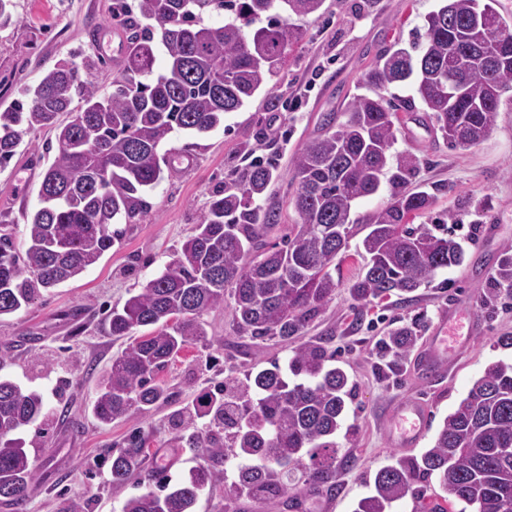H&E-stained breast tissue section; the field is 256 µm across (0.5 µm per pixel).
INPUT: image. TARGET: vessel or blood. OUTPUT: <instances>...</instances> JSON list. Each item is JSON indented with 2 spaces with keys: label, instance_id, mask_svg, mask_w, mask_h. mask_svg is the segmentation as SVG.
I'll use <instances>...</instances> for the list:
<instances>
[{
  "label": "vessel or blood",
  "instance_id": "obj_1",
  "mask_svg": "<svg viewBox=\"0 0 512 512\" xmlns=\"http://www.w3.org/2000/svg\"><path fill=\"white\" fill-rule=\"evenodd\" d=\"M462 308L453 305L438 323L433 325L428 340L420 351L414 371L428 381L443 378L448 373V359L453 352L450 343L458 330H465L467 337H474L478 326L475 322H462ZM430 418L429 409L421 400L402 401L395 408L390 427L391 442L402 448L415 446L425 433Z\"/></svg>",
  "mask_w": 512,
  "mask_h": 512
}]
</instances>
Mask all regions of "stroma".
<instances>
[{
	"label": "stroma",
	"mask_w": 512,
	"mask_h": 512,
	"mask_svg": "<svg viewBox=\"0 0 512 512\" xmlns=\"http://www.w3.org/2000/svg\"><path fill=\"white\" fill-rule=\"evenodd\" d=\"M16 22L0 28V109L38 84L56 63L85 68L95 61L94 80L108 92L124 74L127 33L112 19V0H13ZM439 0H324L321 16H289L301 39L288 50L280 75L224 124L208 133H172L159 152L171 158L161 181L148 192L147 214L122 225V235L81 276L41 294L29 307L0 319V375L43 395L48 417L19 434L37 476L22 506L0 503V512H63L79 502L83 512H120L124 501L146 490L185 480L200 462L187 442L191 427L178 413L191 412L215 387L244 380L254 364L286 365L294 348L325 339L354 381L341 430L336 435V488L310 494L302 512H354L370 492L375 472L393 455L413 457L431 446L444 419L464 398L486 366L512 362V348L497 346L512 335V308H487L482 291L502 253H512V91L502 97L494 126L480 144L453 146L436 135L424 113L404 112L393 152L415 159L410 188H438L426 224H462L458 236L470 240L467 262L445 270L447 286L432 282L405 296L372 300L354 310L344 286L361 261L362 242L386 193L358 201L346 256L336 271L343 283L301 335L288 340L237 338L229 310L205 314L207 340L188 346L157 375L167 397L149 410L110 424L91 414L99 378L125 346L110 336L105 318L122 307L164 270L193 232L213 192L241 172L245 155L272 157L280 178L261 199L276 211L279 224L267 243L281 242L298 216L291 163L298 148L321 134L323 117L343 111L350 97L370 94L366 73L380 51L409 45L425 33V18ZM313 89H306L307 81ZM58 132L45 128L25 137L16 156L0 169V225H8L17 250L26 247V216L39 208L43 174L58 149ZM475 307L481 331L457 349L447 378L420 382L412 356L395 364L381 359L380 343L393 330L415 327L418 342L450 304ZM421 399L430 410L428 430L415 448L396 449L388 441L391 415L404 398ZM146 440L138 469L123 485L113 484L114 450L131 433ZM210 482L196 512H224L225 494L236 480L235 467L208 464Z\"/></svg>",
	"instance_id": "obj_1"
}]
</instances>
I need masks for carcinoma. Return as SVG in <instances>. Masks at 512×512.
I'll use <instances>...</instances> for the list:
<instances>
[{"mask_svg": "<svg viewBox=\"0 0 512 512\" xmlns=\"http://www.w3.org/2000/svg\"><path fill=\"white\" fill-rule=\"evenodd\" d=\"M288 13L308 16L324 0H137L124 76L108 95L93 74L79 78L65 62L49 69L39 84L0 110V168L16 155L23 138L56 125L58 154L44 173L41 207L27 220V247L15 249L0 235V317L29 306L43 291L82 274L112 248L114 224L131 222L150 205L147 191L162 179L160 144L172 133L203 134L224 124L283 69L293 38L288 18L270 15L275 2ZM497 0H441L426 18L421 51L390 47L366 84L386 89L415 77L423 111L435 130L462 146L484 141L502 96L512 89V22L493 7ZM224 13L221 26L204 23ZM266 18V25L254 27ZM165 49L167 70L155 72V43ZM453 81L450 98L442 85ZM82 105L72 107L74 99ZM323 118V134L303 145L293 161L298 221L282 245L264 237L277 224L273 210L253 205L275 180L274 170L255 166L236 188L219 189L175 258L106 326L128 345L102 376L92 412L101 423L126 418L155 405L164 394L155 375L184 347L205 340L203 316L224 309L231 299L234 332L241 337L283 340L298 335L344 286L332 274L347 246L356 201L387 188L388 204L368 225L366 257L348 284L351 298L366 304L393 294H409L440 270L462 265L467 250L455 237L436 234L417 218L432 210L435 195L406 189L414 160L391 153L401 118L384 97L357 95ZM489 288L512 294V254L504 253L489 277ZM417 336L396 331L389 348L404 355ZM288 369L279 364L251 369L240 404L224 412V402L204 411L214 430L200 438L207 460L237 461L236 490L257 500L299 497L336 480V433L353 387L321 341L293 350ZM40 394L0 377V500L20 505L36 468L15 435L43 413ZM145 441L134 437L112 454V483L125 484L138 468ZM434 481L471 512H512V363L496 361L445 418L432 446L420 457L392 458L374 475L371 494L354 512H392L411 498L414 512H449L433 493L416 484ZM208 483L201 467L189 479L158 494L127 499L121 512H194Z\"/></svg>", "mask_w": 512, "mask_h": 512, "instance_id": "cac0c4a2", "label": "carcinoma"}]
</instances>
